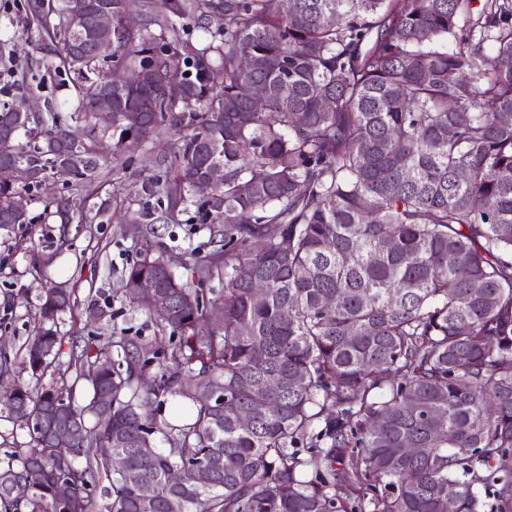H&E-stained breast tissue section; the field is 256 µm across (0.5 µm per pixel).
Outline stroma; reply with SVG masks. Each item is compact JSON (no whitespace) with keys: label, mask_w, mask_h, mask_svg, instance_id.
I'll return each mask as SVG.
<instances>
[{"label":"stroma","mask_w":512,"mask_h":512,"mask_svg":"<svg viewBox=\"0 0 512 512\" xmlns=\"http://www.w3.org/2000/svg\"><path fill=\"white\" fill-rule=\"evenodd\" d=\"M24 3L25 0H0V43L14 49L34 75L45 78L43 89L29 98L32 112L45 114L50 102L60 111H71L67 77L49 75L50 59L33 47L37 32L25 31L22 26ZM169 140V135L164 134L131 149L128 169L117 168L107 174L106 190L118 196V204L106 221L84 224L72 231L70 248L58 256L50 276L73 288L75 300L72 313L64 315L59 325L64 336H106L121 331L152 335L151 319L129 306L122 294L121 279L141 246V235L131 228L128 213L148 204V197L141 191V180L152 174L153 164ZM59 195L84 199L90 214L95 213L99 203L98 198L87 196L84 186L75 180L65 176L51 178L41 189L28 192V211L34 221L17 227L16 236L47 244L52 227L44 223L41 214L46 202ZM157 233L174 258L189 254L202 257L211 250L209 231L200 223L193 206L168 223L158 225ZM42 281L29 255L14 251L10 241L0 235V353L16 354L30 335ZM93 299L108 304L103 321L86 319L85 308Z\"/></svg>","instance_id":"35a3bbf8"}]
</instances>
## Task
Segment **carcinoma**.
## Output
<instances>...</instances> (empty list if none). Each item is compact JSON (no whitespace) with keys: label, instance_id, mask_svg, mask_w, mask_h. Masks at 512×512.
I'll return each mask as SVG.
<instances>
[{"label":"carcinoma","instance_id":"carcinoma-1","mask_svg":"<svg viewBox=\"0 0 512 512\" xmlns=\"http://www.w3.org/2000/svg\"><path fill=\"white\" fill-rule=\"evenodd\" d=\"M85 2L110 8V31L75 22L69 0H27L25 23L69 76L86 139L3 106L0 166H29L28 191L54 174L90 182L107 132L114 168L174 133L142 192L167 217L198 204L215 249L183 279L146 229L122 290L148 314L153 282L171 317L150 338L71 337L47 383L74 301L43 290L21 358L0 354V373L36 378L0 396L28 435L11 452L21 470L0 473L5 512H98L103 482L105 512H448L450 496L482 512L480 485L512 512V0ZM18 194L0 184L8 234L33 223ZM83 209L45 205L60 244ZM214 279L220 291L202 288ZM171 398L188 422L161 417ZM68 422L83 431L60 447L47 427Z\"/></svg>","mask_w":512,"mask_h":512}]
</instances>
